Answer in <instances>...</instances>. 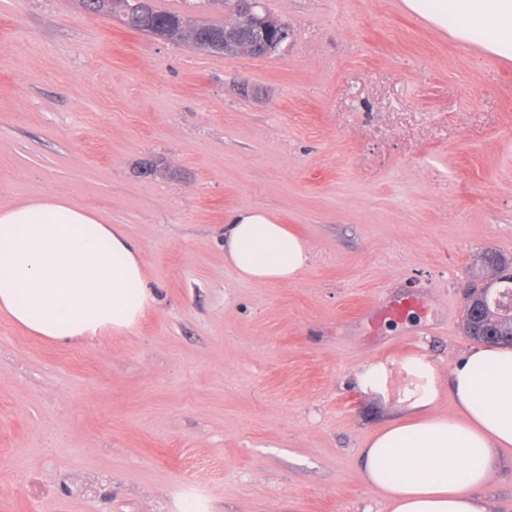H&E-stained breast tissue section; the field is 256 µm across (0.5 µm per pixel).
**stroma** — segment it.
I'll use <instances>...</instances> for the list:
<instances>
[{"mask_svg":"<svg viewBox=\"0 0 512 512\" xmlns=\"http://www.w3.org/2000/svg\"><path fill=\"white\" fill-rule=\"evenodd\" d=\"M263 3L292 37L227 59L0 0V206L55 194L121 226L154 296L132 333L71 345L0 317V512H388L359 455L402 362L444 383L473 348L474 271L512 258V60L399 0ZM242 207L308 241L295 280L225 263ZM376 363L382 394L358 379ZM479 494L512 512V450Z\"/></svg>","mask_w":512,"mask_h":512,"instance_id":"1","label":"stroma"}]
</instances>
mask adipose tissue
Wrapping results in <instances>:
<instances>
[{"mask_svg": "<svg viewBox=\"0 0 512 512\" xmlns=\"http://www.w3.org/2000/svg\"><path fill=\"white\" fill-rule=\"evenodd\" d=\"M455 40L512 60V0H401ZM224 260L251 282H287L309 264L308 242L267 210L224 220ZM139 248L124 230L58 195L0 207V315L50 344L132 332L153 303ZM411 382L402 415L368 437L365 476L390 512H488L480 489L498 450L512 447V348L478 346L441 387L423 356L403 365ZM456 406L437 413L443 391Z\"/></svg>", "mask_w": 512, "mask_h": 512, "instance_id": "obj_1", "label": "adipose tissue"}]
</instances>
